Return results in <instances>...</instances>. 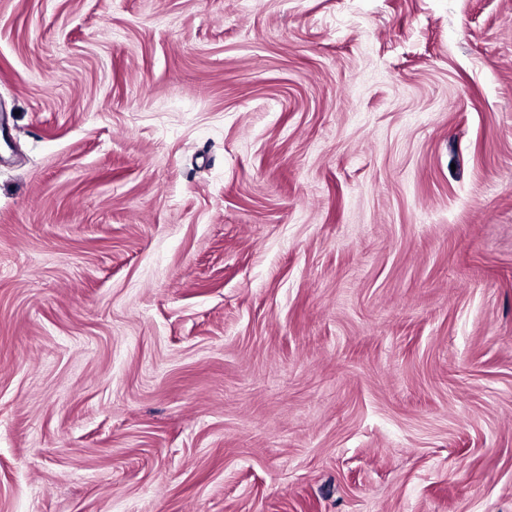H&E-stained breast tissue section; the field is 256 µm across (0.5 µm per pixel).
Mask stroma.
<instances>
[{
  "label": "stroma",
  "mask_w": 512,
  "mask_h": 512,
  "mask_svg": "<svg viewBox=\"0 0 512 512\" xmlns=\"http://www.w3.org/2000/svg\"><path fill=\"white\" fill-rule=\"evenodd\" d=\"M0 512H512V0H0Z\"/></svg>",
  "instance_id": "obj_1"
}]
</instances>
